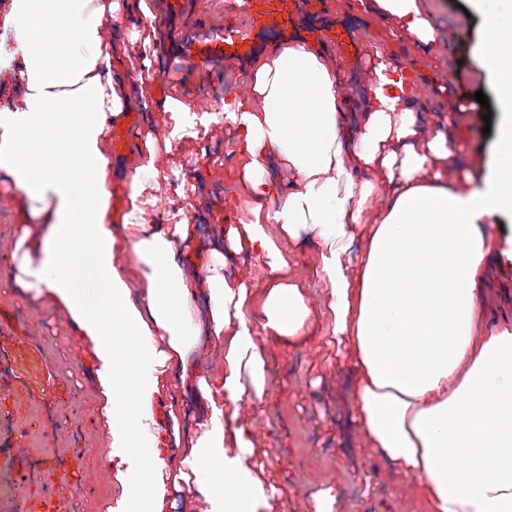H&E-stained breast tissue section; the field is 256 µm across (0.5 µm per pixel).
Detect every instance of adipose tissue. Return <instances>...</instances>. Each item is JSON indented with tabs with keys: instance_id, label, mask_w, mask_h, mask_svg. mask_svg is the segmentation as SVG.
<instances>
[{
	"instance_id": "1",
	"label": "adipose tissue",
	"mask_w": 512,
	"mask_h": 512,
	"mask_svg": "<svg viewBox=\"0 0 512 512\" xmlns=\"http://www.w3.org/2000/svg\"><path fill=\"white\" fill-rule=\"evenodd\" d=\"M469 2L483 18L473 61L500 112L489 180L467 170L443 177L456 143L428 128L389 63L367 70L353 105L334 59L292 40L256 59L248 95H225L220 110L168 97L170 121L147 133L118 214L107 137L127 95L112 56L116 35L138 36L129 15L151 19L147 0H10L0 72L24 95L0 109V179L22 192L30 215L51 217L38 258L29 228L18 233L14 282L66 308L92 343L111 445H135L139 457L142 487L121 485L136 512H196L201 500L209 512H269L279 495L248 464L243 412L263 395L268 344L307 340L313 310L284 275L271 224L318 248L364 445L420 477L428 512H512V322L485 333L478 304L493 257L481 226L512 214V23L490 0ZM358 4L399 20L414 43L434 39L421 0ZM217 123L236 134L252 218L203 247L191 218L155 223L148 188L157 143ZM243 253L263 260L262 290L229 275ZM210 349L220 370L206 362Z\"/></svg>"
}]
</instances>
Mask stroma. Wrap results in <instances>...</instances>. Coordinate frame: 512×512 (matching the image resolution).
I'll return each mask as SVG.
<instances>
[{
  "label": "stroma",
  "instance_id": "stroma-1",
  "mask_svg": "<svg viewBox=\"0 0 512 512\" xmlns=\"http://www.w3.org/2000/svg\"><path fill=\"white\" fill-rule=\"evenodd\" d=\"M351 0H322L329 21L358 30L357 60L341 65V91L351 99L362 93L369 50L382 49L391 65L413 72V93L430 117L447 111L443 86L469 104L458 113L460 151L445 171L455 179L459 169L475 178L486 176L493 161V136L482 133L487 110L474 99L492 89L473 63L481 35L478 15H466L462 0H424L425 17L435 41L421 48L396 34L392 24L356 11ZM245 17L236 0H190L181 24L240 25ZM249 66L227 61L193 67L169 51L167 40L156 45L137 41L112 62V75L134 91L130 112L138 116L133 143L112 154V202L124 208L125 181L133 175L148 128L167 121L163 100L177 94L193 108L220 109L226 92L248 93ZM236 135L224 124L211 125L206 136L184 137L161 150L159 176L151 192L157 199L154 220L172 223L186 202L203 229L248 221L250 213L237 182ZM181 171L185 188L170 181ZM39 236V221L27 218L21 193L0 181V485L21 484L20 499H0V512H106L115 495L113 473L99 451L110 438L98 415V386L89 371L90 348L76 343L64 308L50 306L15 287L14 238L19 224ZM499 260L486 270L479 301L496 313L512 304V218H492L485 225ZM288 257V278L299 283L314 310V339L294 347H270L264 394L245 412L254 439L253 464L280 491L273 512H310V497L332 486L339 499L333 512H427L418 477L384 462L352 439L351 417L357 394L348 384V369L326 346L332 320L326 285L315 248L298 250L281 239ZM22 344H13V337Z\"/></svg>",
  "mask_w": 512,
  "mask_h": 512
}]
</instances>
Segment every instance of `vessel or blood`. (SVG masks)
Masks as SVG:
<instances>
[{
	"instance_id": "vessel-or-blood-1",
	"label": "vessel or blood",
	"mask_w": 512,
	"mask_h": 512,
	"mask_svg": "<svg viewBox=\"0 0 512 512\" xmlns=\"http://www.w3.org/2000/svg\"><path fill=\"white\" fill-rule=\"evenodd\" d=\"M243 7L245 25L214 26L201 35L183 38L187 60L198 65L247 57L253 50L254 34L286 27L297 0H244Z\"/></svg>"
}]
</instances>
